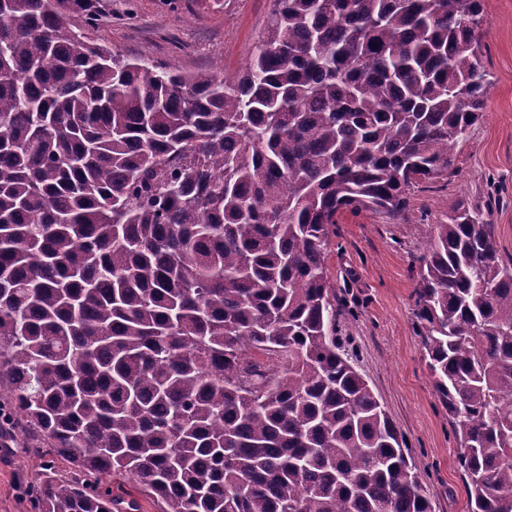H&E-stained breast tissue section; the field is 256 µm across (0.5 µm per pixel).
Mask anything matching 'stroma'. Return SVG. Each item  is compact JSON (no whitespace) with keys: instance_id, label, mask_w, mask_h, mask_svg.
Here are the masks:
<instances>
[{"instance_id":"stroma-1","label":"stroma","mask_w":512,"mask_h":512,"mask_svg":"<svg viewBox=\"0 0 512 512\" xmlns=\"http://www.w3.org/2000/svg\"><path fill=\"white\" fill-rule=\"evenodd\" d=\"M89 37L112 52L205 71L223 63L234 79L265 39L277 0H104ZM482 56L492 88L482 117L451 167L420 182L394 220L363 211L336 226L329 275L336 286V338L412 449L432 512H468L457 442L416 330L415 286L426 228L460 202L490 205L497 247L512 261V0H485ZM34 442L15 426L0 447V512H34Z\"/></svg>"}]
</instances>
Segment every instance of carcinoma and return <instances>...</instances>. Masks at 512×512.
Masks as SVG:
<instances>
[{
  "mask_svg": "<svg viewBox=\"0 0 512 512\" xmlns=\"http://www.w3.org/2000/svg\"><path fill=\"white\" fill-rule=\"evenodd\" d=\"M484 0H278L245 73L92 42L101 0H0V401L69 465L36 512H431L336 343L338 217L400 215L492 87ZM419 336L469 512H512V264L426 231Z\"/></svg>",
  "mask_w": 512,
  "mask_h": 512,
  "instance_id": "obj_1",
  "label": "carcinoma"
}]
</instances>
